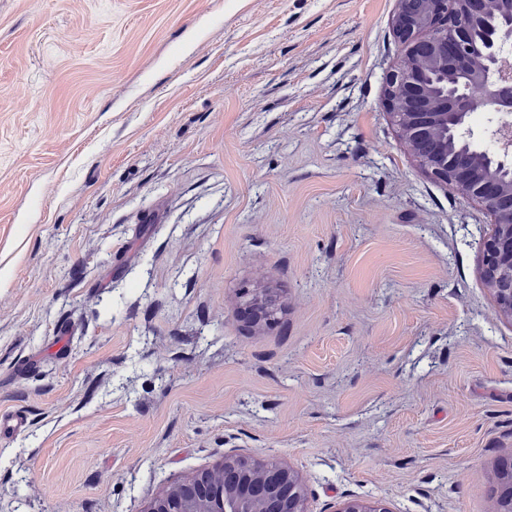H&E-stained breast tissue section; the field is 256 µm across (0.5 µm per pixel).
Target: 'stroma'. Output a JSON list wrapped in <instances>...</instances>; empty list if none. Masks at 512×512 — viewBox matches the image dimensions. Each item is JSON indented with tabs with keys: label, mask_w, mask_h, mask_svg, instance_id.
<instances>
[{
	"label": "stroma",
	"mask_w": 512,
	"mask_h": 512,
	"mask_svg": "<svg viewBox=\"0 0 512 512\" xmlns=\"http://www.w3.org/2000/svg\"><path fill=\"white\" fill-rule=\"evenodd\" d=\"M396 9L0 0V512H144L232 450L311 512H491L494 218L382 106ZM244 309L255 325H269L277 319L281 310V300L273 288H263L244 293ZM394 512L390 504L381 498H347L339 503L334 512Z\"/></svg>",
	"instance_id": "1"
}]
</instances>
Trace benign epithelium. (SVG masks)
<instances>
[{
  "label": "benign epithelium",
  "mask_w": 512,
  "mask_h": 512,
  "mask_svg": "<svg viewBox=\"0 0 512 512\" xmlns=\"http://www.w3.org/2000/svg\"><path fill=\"white\" fill-rule=\"evenodd\" d=\"M488 0H399L395 37L405 56L426 55L419 65L404 63L385 79L384 106L401 140L431 179L454 186L483 205L496 229L483 244L480 273L501 315L512 322V79L504 81L496 60L512 46V31L485 38L482 67L474 65L475 32L487 28ZM485 88L475 101L469 87ZM494 113L492 125L477 132L470 116ZM490 138L499 152L482 142ZM244 309L255 325L277 319L281 300L273 288L244 293ZM493 512H512V456L495 470ZM142 512H310L302 477L274 458L224 455L212 468L169 487ZM336 512H395L381 499L347 498Z\"/></svg>",
  "instance_id": "obj_1"
}]
</instances>
